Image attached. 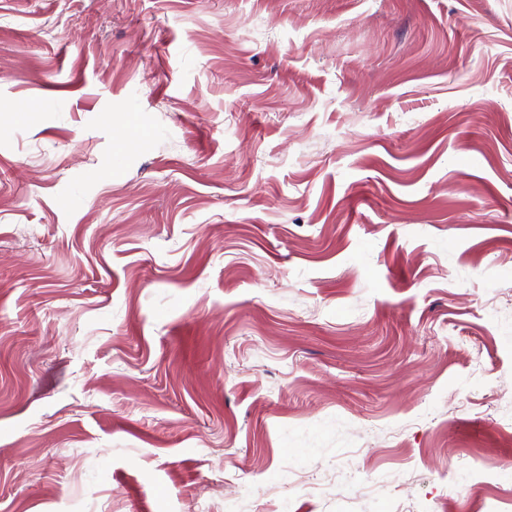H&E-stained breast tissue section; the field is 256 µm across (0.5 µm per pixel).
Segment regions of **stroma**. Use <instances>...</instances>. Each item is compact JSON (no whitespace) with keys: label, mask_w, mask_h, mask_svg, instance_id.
I'll return each instance as SVG.
<instances>
[{"label":"stroma","mask_w":512,"mask_h":512,"mask_svg":"<svg viewBox=\"0 0 512 512\" xmlns=\"http://www.w3.org/2000/svg\"><path fill=\"white\" fill-rule=\"evenodd\" d=\"M0 512H512V0H0Z\"/></svg>","instance_id":"1"}]
</instances>
